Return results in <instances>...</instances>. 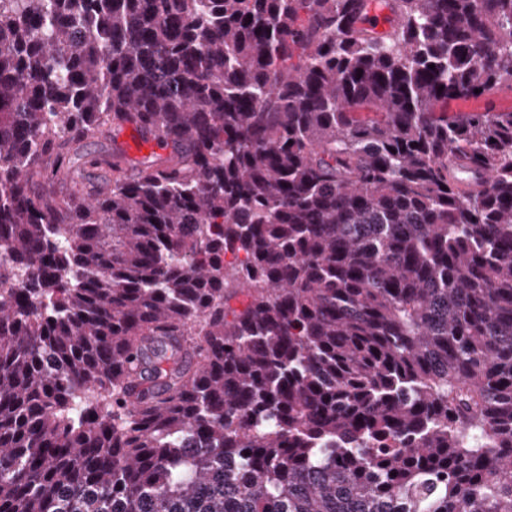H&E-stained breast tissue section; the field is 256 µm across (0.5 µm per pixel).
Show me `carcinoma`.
<instances>
[{
	"mask_svg": "<svg viewBox=\"0 0 512 512\" xmlns=\"http://www.w3.org/2000/svg\"><path fill=\"white\" fill-rule=\"evenodd\" d=\"M505 83L512 0H0V512H512ZM453 108L460 111L479 110L492 108L495 111L512 110V88L505 86L501 88L497 94L489 99H478L466 102H460L453 105ZM136 139H140L139 135L131 127H126L121 131L108 129L102 134H98L95 138L85 141L82 151L84 153L112 155V148L119 147L126 150L128 160H137L144 155H130L127 150L129 143Z\"/></svg>",
	"mask_w": 512,
	"mask_h": 512,
	"instance_id": "obj_1",
	"label": "carcinoma"
}]
</instances>
